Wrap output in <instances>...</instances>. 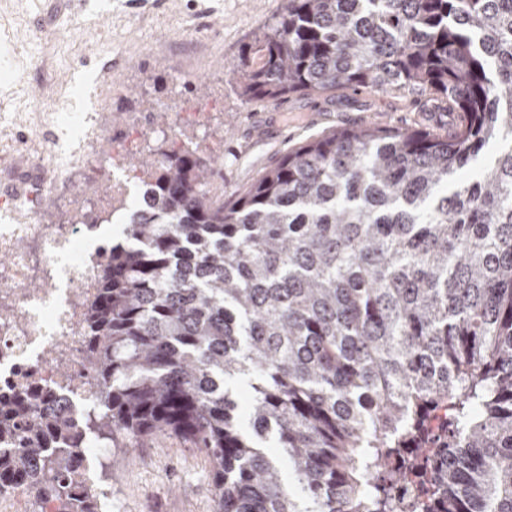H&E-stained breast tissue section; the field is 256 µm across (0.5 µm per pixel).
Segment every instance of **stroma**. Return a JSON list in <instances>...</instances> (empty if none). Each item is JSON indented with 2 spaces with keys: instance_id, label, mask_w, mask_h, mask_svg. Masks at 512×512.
<instances>
[{
  "instance_id": "35a3bbf8",
  "label": "stroma",
  "mask_w": 512,
  "mask_h": 512,
  "mask_svg": "<svg viewBox=\"0 0 512 512\" xmlns=\"http://www.w3.org/2000/svg\"><path fill=\"white\" fill-rule=\"evenodd\" d=\"M283 0H0V148L40 173L36 156L56 149L48 134L74 98L73 70L115 66L100 83L99 142L138 127L143 113L175 119L188 102L207 106L185 125L181 146L201 144L224 172L232 197L300 142L367 124L451 132L454 113L430 91L339 90L250 102L240 93V58ZM112 512H214L207 457L158 434L118 440L101 462Z\"/></svg>"
}]
</instances>
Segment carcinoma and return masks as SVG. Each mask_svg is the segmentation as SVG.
Segmentation results:
<instances>
[{
  "instance_id": "carcinoma-1",
  "label": "carcinoma",
  "mask_w": 512,
  "mask_h": 512,
  "mask_svg": "<svg viewBox=\"0 0 512 512\" xmlns=\"http://www.w3.org/2000/svg\"><path fill=\"white\" fill-rule=\"evenodd\" d=\"M240 67L249 101L422 88L459 122L329 130L228 203L213 158L149 153L87 428L192 442L215 512H512V0H285ZM44 405L0 489L98 512Z\"/></svg>"
}]
</instances>
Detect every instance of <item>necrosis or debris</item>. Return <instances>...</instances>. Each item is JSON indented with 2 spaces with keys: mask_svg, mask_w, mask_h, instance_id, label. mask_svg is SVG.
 <instances>
[{
  "mask_svg": "<svg viewBox=\"0 0 512 512\" xmlns=\"http://www.w3.org/2000/svg\"><path fill=\"white\" fill-rule=\"evenodd\" d=\"M57 119L68 136L50 160L53 177L32 185L16 200L13 216L0 222V404L13 406L39 392L60 417L79 423L95 406L84 313L109 255L95 240L102 230L97 220L131 199L121 149L141 133H125L120 151L105 154L90 133L96 111L61 112ZM78 172L106 179L108 193L74 200L67 219L43 223L38 198L63 195Z\"/></svg>",
  "mask_w": 512,
  "mask_h": 512,
  "instance_id": "4bbe7bcc",
  "label": "necrosis or debris"
}]
</instances>
